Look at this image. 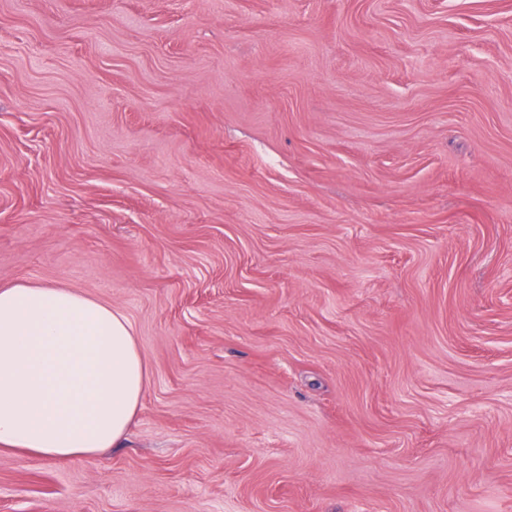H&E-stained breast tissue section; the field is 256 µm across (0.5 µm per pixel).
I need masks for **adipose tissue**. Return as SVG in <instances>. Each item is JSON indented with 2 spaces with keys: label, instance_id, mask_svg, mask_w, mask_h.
<instances>
[{
  "label": "adipose tissue",
  "instance_id": "ef3b65f1",
  "mask_svg": "<svg viewBox=\"0 0 512 512\" xmlns=\"http://www.w3.org/2000/svg\"><path fill=\"white\" fill-rule=\"evenodd\" d=\"M148 384L131 320L73 288L0 287V447L71 459L118 444Z\"/></svg>",
  "mask_w": 512,
  "mask_h": 512
}]
</instances>
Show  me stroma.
Returning <instances> with one entry per match:
<instances>
[{
    "label": "stroma",
    "instance_id": "obj_1",
    "mask_svg": "<svg viewBox=\"0 0 512 512\" xmlns=\"http://www.w3.org/2000/svg\"><path fill=\"white\" fill-rule=\"evenodd\" d=\"M23 280L148 385L0 512H512V0H0Z\"/></svg>",
    "mask_w": 512,
    "mask_h": 512
}]
</instances>
